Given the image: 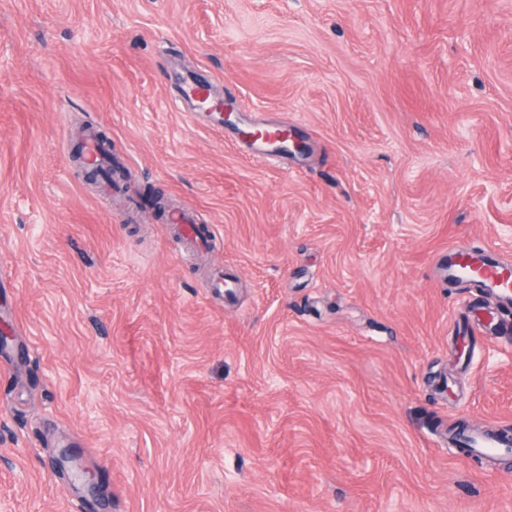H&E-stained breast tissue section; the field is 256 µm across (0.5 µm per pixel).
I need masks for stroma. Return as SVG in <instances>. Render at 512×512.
I'll use <instances>...</instances> for the list:
<instances>
[{"label":"stroma","instance_id":"35a3bbf8","mask_svg":"<svg viewBox=\"0 0 512 512\" xmlns=\"http://www.w3.org/2000/svg\"><path fill=\"white\" fill-rule=\"evenodd\" d=\"M452 248L512 263V0H0V512H512L445 444L512 429Z\"/></svg>","mask_w":512,"mask_h":512}]
</instances>
